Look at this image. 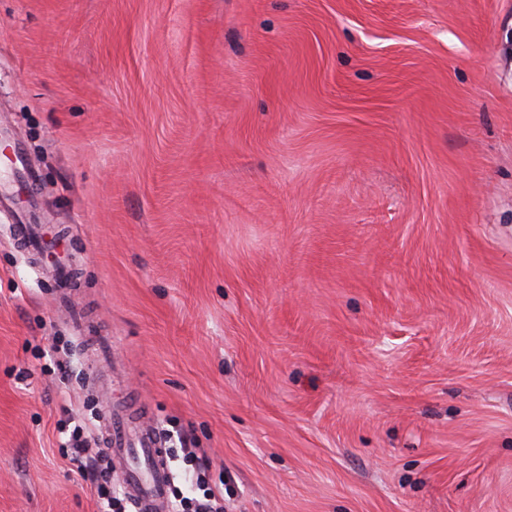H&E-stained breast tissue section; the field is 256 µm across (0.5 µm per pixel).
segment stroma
I'll return each instance as SVG.
<instances>
[{
  "label": "stroma",
  "mask_w": 512,
  "mask_h": 512,
  "mask_svg": "<svg viewBox=\"0 0 512 512\" xmlns=\"http://www.w3.org/2000/svg\"><path fill=\"white\" fill-rule=\"evenodd\" d=\"M510 46L512 0H0V512H99L62 448L134 409L224 512H512Z\"/></svg>",
  "instance_id": "35a3bbf8"
}]
</instances>
